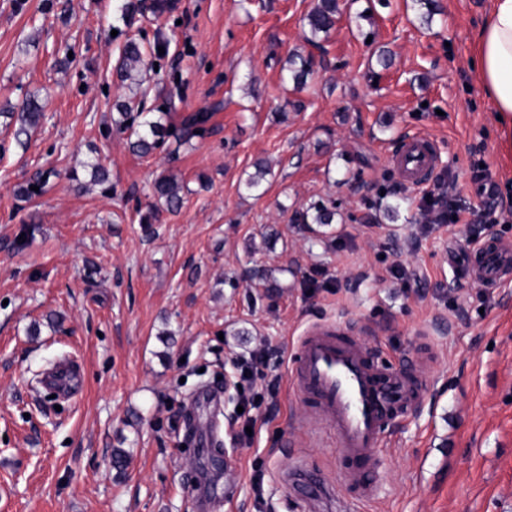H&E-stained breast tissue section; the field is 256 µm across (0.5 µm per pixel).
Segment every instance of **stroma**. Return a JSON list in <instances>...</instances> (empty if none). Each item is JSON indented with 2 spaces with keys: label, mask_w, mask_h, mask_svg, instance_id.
<instances>
[{
  "label": "stroma",
  "mask_w": 512,
  "mask_h": 512,
  "mask_svg": "<svg viewBox=\"0 0 512 512\" xmlns=\"http://www.w3.org/2000/svg\"><path fill=\"white\" fill-rule=\"evenodd\" d=\"M172 2L158 14L142 0L127 31L169 44L146 107L174 98L212 118L139 156L112 127L126 95L113 0H0V113L32 94L46 104L26 147L0 121V512H201L202 475L217 489L209 512H308L280 480L293 455L331 483L324 512H340L337 450L304 434L309 407L283 380L314 323L352 326L384 368L422 383L389 422L379 492L357 512H512V283L486 288L455 265L512 242V153L470 65L489 0H436L428 28L411 0H338L317 46L304 38L313 0ZM294 51L319 64L301 91L284 70ZM414 134L435 145L457 223L424 227L432 182L390 166ZM95 152L101 184L84 167ZM479 163L495 196L472 180ZM50 169L43 193L18 195ZM163 172L183 186L174 212L152 194ZM318 200L335 223H292ZM261 349L282 380L251 445L231 443L226 399L200 412L219 425L218 457H202L181 422L191 398ZM70 355L82 387L58 402L41 379Z\"/></svg>",
  "instance_id": "35a3bbf8"
}]
</instances>
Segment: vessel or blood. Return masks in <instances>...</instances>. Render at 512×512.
<instances>
[{
	"label": "vessel or blood",
	"mask_w": 512,
	"mask_h": 512,
	"mask_svg": "<svg viewBox=\"0 0 512 512\" xmlns=\"http://www.w3.org/2000/svg\"><path fill=\"white\" fill-rule=\"evenodd\" d=\"M392 165L408 183L423 184L436 167L431 141L422 136L407 138ZM460 274L482 285L511 282L512 243L495 241L474 249ZM78 368L75 360H64L49 375V385L60 393H71ZM287 379L292 395L312 407L304 423L306 431L330 433L345 479L362 498H373L376 483L370 475L377 468L385 428L419 400L413 375L382 369L358 337L343 335L334 325L315 324L301 336Z\"/></svg>",
	"instance_id": "vessel-or-blood-1"
}]
</instances>
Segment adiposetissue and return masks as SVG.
Masks as SVG:
<instances>
[{
    "label": "adipose tissue",
    "mask_w": 512,
    "mask_h": 512,
    "mask_svg": "<svg viewBox=\"0 0 512 512\" xmlns=\"http://www.w3.org/2000/svg\"><path fill=\"white\" fill-rule=\"evenodd\" d=\"M473 68L486 96L512 131V0H492L478 28Z\"/></svg>",
    "instance_id": "obj_1"
}]
</instances>
